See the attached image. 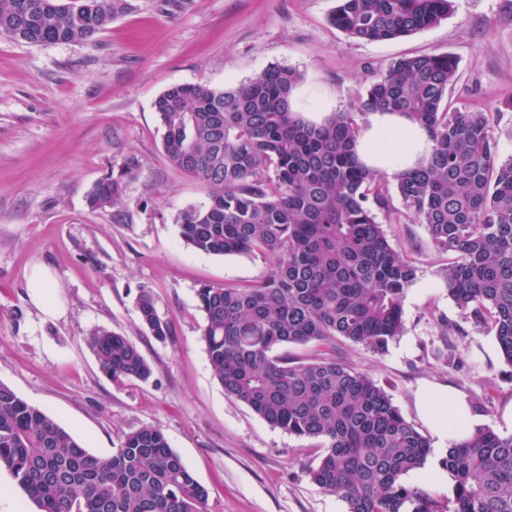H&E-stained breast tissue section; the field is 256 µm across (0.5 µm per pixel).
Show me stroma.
<instances>
[{"label": "stroma", "mask_w": 512, "mask_h": 512, "mask_svg": "<svg viewBox=\"0 0 512 512\" xmlns=\"http://www.w3.org/2000/svg\"><path fill=\"white\" fill-rule=\"evenodd\" d=\"M89 42L33 45L0 36V382L48 412L92 453L157 424L208 492L207 512H346L312 483L318 441L272 427L214 379L197 290L242 288L261 253L193 251L174 222L203 205L207 187L177 171L162 149L154 100L186 83L237 85L272 65L293 68L299 112L354 110L376 72L410 55L448 54L459 80L448 101L498 113V155L512 157V0H454L447 19L383 42L347 36L329 16L337 0H132ZM138 171L121 204L90 210L94 184L128 158ZM413 260L405 329L384 350L336 343V357L367 374L424 436L425 466L405 475L442 500L447 441L421 405L427 391L465 397L478 424L512 434V366L494 330L465 319L442 282L450 254L425 225H386ZM52 284V311L32 296L34 271ZM148 291L169 326L155 340L136 308ZM96 328L129 336L153 368L149 382L106 377L85 342Z\"/></svg>", "instance_id": "obj_1"}]
</instances>
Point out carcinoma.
I'll use <instances>...</instances> for the list:
<instances>
[{
	"label": "carcinoma",
	"mask_w": 512,
	"mask_h": 512,
	"mask_svg": "<svg viewBox=\"0 0 512 512\" xmlns=\"http://www.w3.org/2000/svg\"><path fill=\"white\" fill-rule=\"evenodd\" d=\"M453 0H338L331 21L366 41L405 37L448 17ZM133 9L131 0H0V35L28 44L90 41ZM458 63L447 54L402 57L365 87L354 111L317 124L292 107L302 75L272 65L235 87L179 84L153 103L175 169L209 189L207 204L178 212L184 243L215 256L261 252L267 269L244 288L204 284L202 339L214 378L274 427L322 441L309 476L347 512H512V435L476 426L448 447L453 503L402 483L423 468L428 440L369 376L324 354L310 362L283 346L343 339L381 351L404 330L402 299L416 267L389 242L390 224L427 226L456 255L444 269L465 318L495 331L512 365V157L498 158L497 113L448 103ZM399 112L432 145L416 168L388 175L359 161V117ZM131 157L87 196L93 210L122 202ZM137 309L157 340L169 327L152 297ZM120 384L153 369L130 338L86 336ZM37 512H205L207 489L158 425L124 434L110 456L89 452L44 410L0 382V470Z\"/></svg>",
	"instance_id": "obj_1"
}]
</instances>
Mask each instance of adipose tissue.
Wrapping results in <instances>:
<instances>
[{
	"label": "adipose tissue",
	"mask_w": 512,
	"mask_h": 512,
	"mask_svg": "<svg viewBox=\"0 0 512 512\" xmlns=\"http://www.w3.org/2000/svg\"><path fill=\"white\" fill-rule=\"evenodd\" d=\"M431 140L428 132L405 116L373 111L366 118L357 143L360 159L369 165L394 173L417 165L429 153ZM427 411L435 420L436 435L462 438L471 431L475 417L470 404L458 396L439 402L434 394L422 397ZM457 419V428H450L449 419Z\"/></svg>",
	"instance_id": "1"
}]
</instances>
